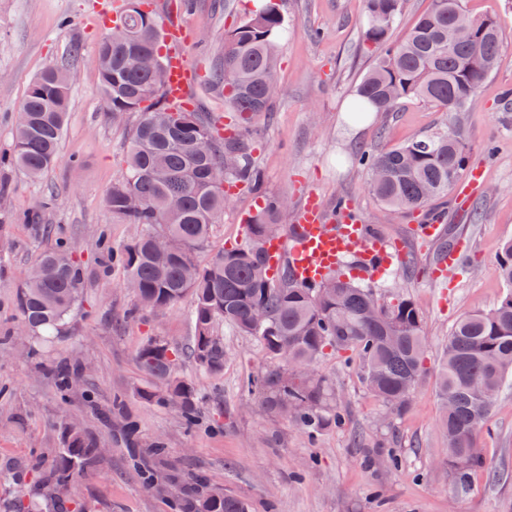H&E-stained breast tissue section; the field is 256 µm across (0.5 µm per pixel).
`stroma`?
<instances>
[{"instance_id":"1","label":"stroma","mask_w":512,"mask_h":512,"mask_svg":"<svg viewBox=\"0 0 512 512\" xmlns=\"http://www.w3.org/2000/svg\"><path fill=\"white\" fill-rule=\"evenodd\" d=\"M105 0H0V157L13 152L17 110L32 80L45 69L72 65L75 80L58 163L40 182L1 167L9 193L0 199V512H174L146 487L131 464L132 450L104 421L115 397L125 399L143 441L164 442L167 473L203 479L251 502L252 512H512V384L505 386L480 444L485 466L466 491L454 492L441 465L448 440L438 426L435 381L448 335L466 311L492 308L503 285L498 257L512 241V0H465L476 16L496 19L502 49L495 70L463 115L470 160L485 176L468 209L454 196L435 202L446 212V238L467 243L469 255L447 284L432 281L438 248L420 239L421 211L382 210L356 156L447 131L448 114L411 98L378 113L355 132L347 108L373 57L362 43L365 0H280L288 34L275 48L276 88L268 112L237 134L262 172L267 192L288 201L286 225L308 193L335 206L353 203L383 238L402 242L409 262L396 263L370 283L382 300L404 294L425 319L426 373L407 413L390 418L361 382L359 362L331 355L315 367L331 380L345 416L338 428L308 439L287 417L269 413L246 382L271 364L252 337L220 327L224 370L212 375L180 358L177 376L199 392V418L186 426L170 407L143 403L135 354L151 337L187 345L193 334L190 300L159 312H128L135 297L120 272H104L99 233L126 243L138 227L113 217L104 196L126 171V152L139 113L113 119L99 93L93 22ZM166 23L192 34L186 65L202 78L191 88L197 112L228 115L224 91L209 75L224 59V32L240 24L252 0H150ZM254 193L231 195L204 258L239 243L244 215L255 211ZM82 258L85 288L53 343L24 332L16 297L39 255L56 244ZM76 360L84 382L61 396L50 368ZM75 422L105 445L95 467L58 498L46 497L39 475L60 445V426ZM386 447H377L380 438Z\"/></svg>"}]
</instances>
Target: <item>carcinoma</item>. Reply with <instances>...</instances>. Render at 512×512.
<instances>
[{"mask_svg":"<svg viewBox=\"0 0 512 512\" xmlns=\"http://www.w3.org/2000/svg\"><path fill=\"white\" fill-rule=\"evenodd\" d=\"M363 41L376 60L356 89L352 108L392 112L402 99L415 98L458 115L478 96L492 73L502 47L498 22L467 12L463 0H431L407 35L390 40L394 24L409 0H366ZM117 23L128 33L118 41L106 32L97 46L99 87L112 116L141 113L127 151L126 174L112 184L105 201L112 216L136 224L139 234L114 246L97 240L108 268H119L135 285L134 312L173 306L192 299L193 328L189 357L203 370L224 369V337L220 324L252 337L268 357L288 361L248 380L265 409L279 413L292 406L293 422L312 436L343 425L344 415L329 404L331 386L312 373L295 378L293 364L312 367L322 357L349 351L358 359L365 388L393 416L407 411L424 373L425 321L415 303L397 294L380 301L374 287L340 271L315 284L297 281L287 268L272 276L265 244L282 225L284 199L265 193L263 177L248 149L224 137L217 125L184 106L167 102L163 26L146 8V0H125ZM286 19L279 4L265 0L249 18L224 32V63L216 79L225 102L246 122L268 111L274 89V50ZM463 28L470 39L448 48V30ZM74 72L50 67L30 84L14 128L11 164L37 181L59 159V144L69 107ZM236 153L235 166L224 172V184L213 181L212 169ZM469 145L455 122L448 131L421 137L374 154L358 157L371 172L370 189L385 208H423L446 195L465 171ZM229 184L247 185L263 195L264 204L245 219L244 241L207 261L215 224L224 213ZM163 234L180 246L169 260H158L151 240ZM499 272L505 291L492 308L463 314L448 335L436 393L439 425L448 434L445 465L456 492L469 486L484 467L477 435L484 428L503 385L512 378V242L503 247ZM83 269L71 247L43 252L16 298L21 322L36 335L59 332L79 302ZM265 310L264 326L251 314ZM182 349L161 340L143 344L136 363L146 378L138 398L150 405L176 407L186 425L195 424L199 397L194 384L174 373ZM52 376L66 392L80 380L77 366L63 364ZM62 448L41 486L52 496L88 472L101 455L100 444L79 427L62 426ZM181 512H251L249 503L216 488H192L175 501Z\"/></svg>","mask_w":512,"mask_h":512,"instance_id":"1","label":"carcinoma"}]
</instances>
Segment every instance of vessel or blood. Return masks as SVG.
I'll use <instances>...</instances> for the list:
<instances>
[{
  "label": "vessel or blood",
  "instance_id": "obj_1",
  "mask_svg": "<svg viewBox=\"0 0 512 512\" xmlns=\"http://www.w3.org/2000/svg\"><path fill=\"white\" fill-rule=\"evenodd\" d=\"M167 40L166 95L181 105L195 81L181 52L188 37L184 28L171 24ZM266 250L274 258L287 256L295 275L312 282L348 258L354 259L365 274L403 259L399 244L374 235L354 205L345 201L329 211L313 195L300 207L290 235L271 241Z\"/></svg>",
  "mask_w": 512,
  "mask_h": 512
}]
</instances>
